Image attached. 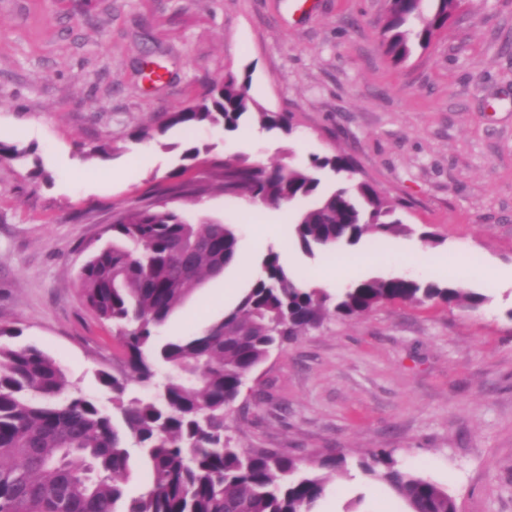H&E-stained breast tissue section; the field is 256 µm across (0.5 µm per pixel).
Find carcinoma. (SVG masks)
I'll list each match as a JSON object with an SVG mask.
<instances>
[{
  "instance_id": "1",
  "label": "carcinoma",
  "mask_w": 512,
  "mask_h": 512,
  "mask_svg": "<svg viewBox=\"0 0 512 512\" xmlns=\"http://www.w3.org/2000/svg\"><path fill=\"white\" fill-rule=\"evenodd\" d=\"M465 0H387L379 21L383 53L399 65L426 50ZM267 130L294 132L292 116L270 112L229 76L212 83L187 110L165 114L176 126L236 132L248 119ZM33 153L0 142V160ZM199 147L181 152L180 177L199 161ZM220 189L275 209L309 200L292 223V243L309 255L355 245L366 235L405 229L404 204L359 177L345 153L312 154L306 163L265 165L233 156L219 164ZM336 176L328 191L325 176ZM112 241L95 249L80 272L83 305L112 325L125 370L97 373L112 409L67 382L60 362L33 345H16L0 326V512H312L329 479L347 471L329 453L301 468L278 448L242 449L224 433V410L248 374L271 351L331 317L360 318L389 302L438 301L469 309L486 296L450 282L374 276L329 294L289 269L279 253L236 305L206 330L163 341L158 328L205 279L220 275L237 251L229 224L193 220L159 204L118 213L106 228ZM143 394L129 395V383ZM149 472L142 493L129 496L131 461ZM386 485L407 512H457L455 500L430 478L408 471L380 450L357 462Z\"/></svg>"
}]
</instances>
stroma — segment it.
<instances>
[{
    "label": "stroma",
    "instance_id": "1",
    "mask_svg": "<svg viewBox=\"0 0 512 512\" xmlns=\"http://www.w3.org/2000/svg\"><path fill=\"white\" fill-rule=\"evenodd\" d=\"M298 2L0 0V142L35 155L0 161V325L108 401L96 374L119 373L120 351L78 288L113 213L170 185L181 145L207 148L206 164L187 177L208 192L169 206L232 225L251 272L206 280L159 327L176 339L222 318L236 300L215 293L227 280L241 289L258 278L269 251L311 282L337 266L335 254L288 245L296 207L272 218L224 195L218 162L346 152L404 203L411 231L364 237L356 249L374 264L340 283L453 278L487 301L476 310L392 302L328 319L249 375L227 431L245 449L305 461L346 455L348 472L329 481L316 512H402L357 467L380 449L447 489L458 512H512V0H466L426 51L397 66L379 47L386 0ZM146 60L161 82L148 83ZM229 75L268 110L291 113L296 136L249 122L232 133L181 126L133 140ZM425 254L447 259V272L424 271Z\"/></svg>",
    "mask_w": 512,
    "mask_h": 512
}]
</instances>
